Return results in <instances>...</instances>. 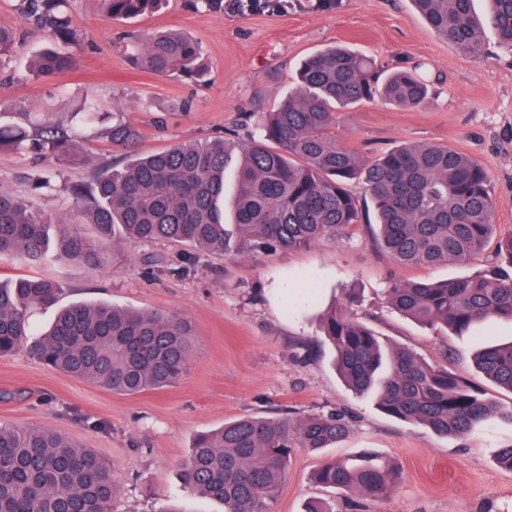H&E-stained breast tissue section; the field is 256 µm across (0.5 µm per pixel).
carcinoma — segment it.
<instances>
[{"mask_svg": "<svg viewBox=\"0 0 512 512\" xmlns=\"http://www.w3.org/2000/svg\"><path fill=\"white\" fill-rule=\"evenodd\" d=\"M162 0H101L105 18L132 19ZM478 17L472 0H412L441 38L470 54L483 49V33L512 53V0H489ZM68 0H27V13L51 35L77 43L80 34L64 10ZM139 68L158 75H203L201 50L174 31L130 43ZM16 34L0 28V63L17 52ZM74 58L56 48L32 54L27 69L37 79L70 70ZM421 64L389 74L365 54L333 46L307 57L297 88L267 113L260 135L247 143L224 138L186 141L137 157L121 169L104 170L80 196L82 211L109 235L120 229L130 242H167L195 251L222 253L224 171L236 161L233 234L244 248L306 249L354 234L366 213L348 188L364 183L378 233L375 239L403 265L464 263L494 235L496 205L487 169L469 155L441 144L412 143L366 159L336 134V109L383 101L412 109L428 97ZM112 140L138 138L130 125L112 127ZM79 133L44 125L35 134L0 126V147L51 151L62 157L77 148ZM47 222L21 198L0 192V257H46ZM59 254L95 268L106 254L65 224ZM502 260L464 279L395 281L393 308L429 327L455 334L493 321L512 324V234L500 239ZM60 286L44 278L0 284V356L24 349L43 365L114 394L133 396L178 381L194 351L191 325L172 314L77 302L59 310L49 328L31 332L34 309L57 303ZM323 332L334 349L336 371L349 389L372 394L389 416L416 422L440 436L464 439L493 415L512 422V407L498 408L483 393L442 366L411 351L384 345L346 308L333 310ZM493 382L512 391V342L492 345L475 357ZM350 431L341 411L299 420L244 416L193 440L182 479L194 492L214 498L224 512H266L286 479L294 448H330ZM315 481L347 495L379 500L397 472L372 448L330 458ZM119 491L111 467L91 448L38 426L0 424V512H112Z\"/></svg>", "mask_w": 512, "mask_h": 512, "instance_id": "cac0c4a2", "label": "carcinoma"}]
</instances>
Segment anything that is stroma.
Here are the masks:
<instances>
[{"label": "stroma", "mask_w": 512, "mask_h": 512, "mask_svg": "<svg viewBox=\"0 0 512 512\" xmlns=\"http://www.w3.org/2000/svg\"><path fill=\"white\" fill-rule=\"evenodd\" d=\"M266 2L208 14L189 0H162L140 17L108 20L100 0H70L68 12L82 40L64 50L78 65L43 81L29 76L25 63L51 45V37L23 18L22 0H0V27L16 31L22 44L20 56L0 66V125L61 124L81 136L69 158L0 148V192L23 198L51 224L79 225L108 253L102 268L53 254L39 262L4 257L0 281L47 278L62 285L65 305L107 302L175 314L192 324L197 339L177 383L136 396L50 370L23 351L0 357V423L46 427L92 448L119 482L114 512H165L172 505L181 512H223L180 477L196 434L243 416L297 420L342 410L351 418L348 437L320 454L295 449L268 512H302L317 498L347 512L346 497L321 489L312 474L323 458L361 448L378 450L399 468L391 493L363 501L361 512H512V471L497 461L499 448L512 444V424L494 419L461 440L394 419L346 388L320 329L325 311L355 290L351 314L383 343L447 367L499 406H512V392L493 384L472 360L484 344L512 340L511 325L483 323L461 336L446 335L396 311L387 297L395 280L473 275L496 262L495 243L464 264L403 267L362 224L351 238L300 251H249L233 241L224 254H201L188 268L182 247L134 244L117 233L101 237L79 212L70 185L122 166L129 153L151 154L212 136L250 140L265 114L295 89L301 61L343 44L389 68L424 64L433 85L420 108L377 102L337 111L342 142L368 159L410 142L470 155L490 174L497 236L512 233V54L497 49L493 34H485L486 52L475 57L437 36L411 0H340L331 10L310 0H291L280 9ZM170 29L199 42L207 67L202 83L132 64L129 35ZM87 100L98 112L97 123L88 126L80 112ZM117 123L138 130L134 144L113 142ZM46 177L51 187L38 188ZM309 342L318 350L312 360L303 349Z\"/></svg>", "instance_id": "stroma-1"}]
</instances>
